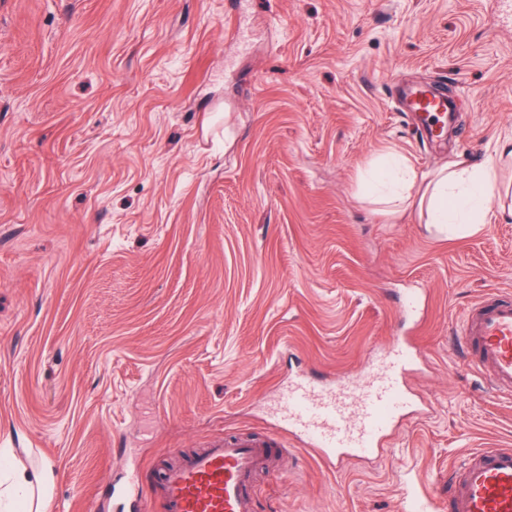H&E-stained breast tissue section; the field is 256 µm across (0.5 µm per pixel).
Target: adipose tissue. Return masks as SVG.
I'll return each instance as SVG.
<instances>
[{"mask_svg": "<svg viewBox=\"0 0 512 512\" xmlns=\"http://www.w3.org/2000/svg\"><path fill=\"white\" fill-rule=\"evenodd\" d=\"M512 161V139L504 141L494 157L475 165L456 159L429 173L416 171L400 158H392L370 172L378 192L374 203L387 209H403L414 188H421L420 217L424 223L447 226L462 224L466 228L485 223L492 201L507 204L512 189L498 182L499 164ZM0 468L8 470L9 498L20 512H48L50 488L54 480L51 469L28 470L13 467L11 451L0 448Z\"/></svg>", "mask_w": 512, "mask_h": 512, "instance_id": "1", "label": "adipose tissue"}]
</instances>
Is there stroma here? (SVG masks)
<instances>
[{"mask_svg": "<svg viewBox=\"0 0 512 512\" xmlns=\"http://www.w3.org/2000/svg\"><path fill=\"white\" fill-rule=\"evenodd\" d=\"M396 77L450 90L447 136ZM507 137L512 0H0V448L53 470L49 512H135L155 472L278 425L291 376L362 373L422 288L378 457L283 434L256 512H443L454 467L512 448V397L458 348L512 294V218L446 235L360 176Z\"/></svg>", "mask_w": 512, "mask_h": 512, "instance_id": "1", "label": "stroma"}]
</instances>
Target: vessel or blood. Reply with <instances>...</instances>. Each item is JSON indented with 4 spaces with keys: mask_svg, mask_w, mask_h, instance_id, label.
<instances>
[{
    "mask_svg": "<svg viewBox=\"0 0 512 512\" xmlns=\"http://www.w3.org/2000/svg\"><path fill=\"white\" fill-rule=\"evenodd\" d=\"M405 111L431 118L426 133L443 137L454 109L430 86L398 87ZM462 346L469 365L487 370L493 393L512 396V295L475 304L465 314ZM411 354L395 338L364 375L323 383L296 375L279 395L276 414L329 468L378 454L409 405L404 377ZM278 450L271 437L218 438L153 481L160 512H255L254 476ZM448 512H512V448L471 453L452 479Z\"/></svg>",
    "mask_w": 512,
    "mask_h": 512,
    "instance_id": "vessel-or-blood-1",
    "label": "vessel or blood"
}]
</instances>
